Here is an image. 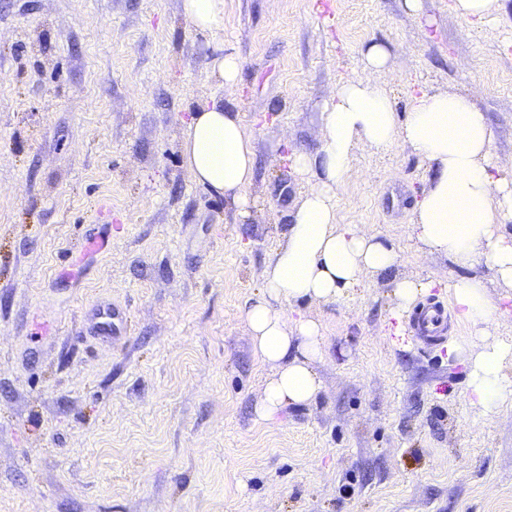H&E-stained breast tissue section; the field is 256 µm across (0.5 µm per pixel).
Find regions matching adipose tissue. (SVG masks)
<instances>
[{
    "mask_svg": "<svg viewBox=\"0 0 512 512\" xmlns=\"http://www.w3.org/2000/svg\"><path fill=\"white\" fill-rule=\"evenodd\" d=\"M388 59L385 44L366 46L361 73L342 80L324 106L320 149L293 155L295 171L314 182L294 206L285 241L267 262L261 291L244 313L254 354L273 369L256 409L270 426L287 405L310 402L322 387L314 369L322 357L321 326L292 316L289 305L342 299L363 271L384 272L397 262L394 247L377 232L336 221V190L357 144L382 152L399 141L427 161L433 175L411 219L417 240L427 253L450 257L459 267L487 264L512 286V237L500 230L512 218V179L496 173L485 113L469 94L421 87L406 115L398 116L389 91L375 78ZM182 159L197 184L224 195L239 216H247L256 149L239 112L223 98L191 116ZM448 293L457 317L477 339L468 354L469 401L481 416H494L512 401V378L502 372L512 344L495 334L499 313L481 279H453Z\"/></svg>",
    "mask_w": 512,
    "mask_h": 512,
    "instance_id": "1",
    "label": "adipose tissue"
}]
</instances>
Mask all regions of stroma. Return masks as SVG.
<instances>
[{
  "mask_svg": "<svg viewBox=\"0 0 512 512\" xmlns=\"http://www.w3.org/2000/svg\"><path fill=\"white\" fill-rule=\"evenodd\" d=\"M370 41L399 114L420 86L471 94L512 177V0L483 25L452 0H224L206 34L181 0H0V512H512V407L470 405V326L449 314L447 343L424 345L393 296L398 277L446 304L463 274L411 233L431 170L402 142L358 145L336 192L337 223L379 232L398 265L299 304L322 388L276 426L255 415L272 368L244 311L308 188L290 157L320 148ZM223 53L257 151L243 219L180 154ZM106 232L109 251L84 250ZM470 274L512 343V287ZM99 303L125 339L90 333Z\"/></svg>",
  "mask_w": 512,
  "mask_h": 512,
  "instance_id": "stroma-1",
  "label": "stroma"
}]
</instances>
